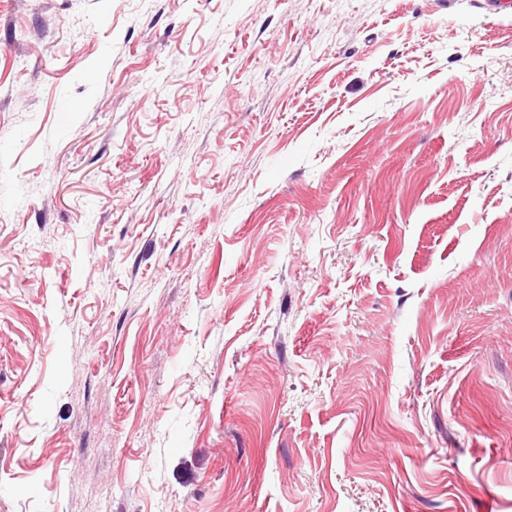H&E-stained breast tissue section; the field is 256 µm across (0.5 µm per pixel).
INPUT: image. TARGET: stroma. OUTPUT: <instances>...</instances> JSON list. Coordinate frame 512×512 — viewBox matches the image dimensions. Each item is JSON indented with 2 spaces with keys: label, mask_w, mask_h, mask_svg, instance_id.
<instances>
[{
  "label": "stroma",
  "mask_w": 512,
  "mask_h": 512,
  "mask_svg": "<svg viewBox=\"0 0 512 512\" xmlns=\"http://www.w3.org/2000/svg\"><path fill=\"white\" fill-rule=\"evenodd\" d=\"M0 0V512H512V16Z\"/></svg>",
  "instance_id": "35a3bbf8"
}]
</instances>
